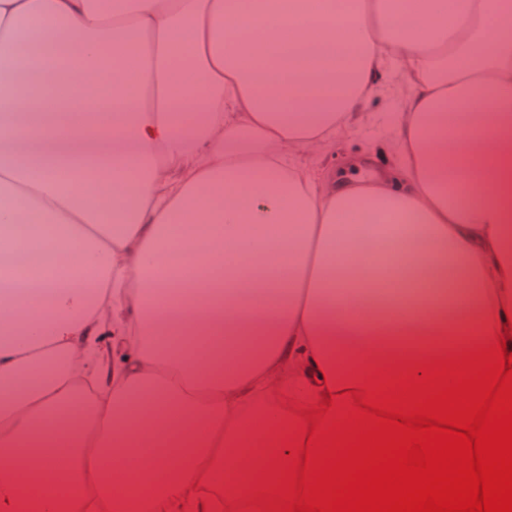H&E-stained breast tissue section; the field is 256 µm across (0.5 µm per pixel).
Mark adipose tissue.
Masks as SVG:
<instances>
[{
	"instance_id": "adipose-tissue-1",
	"label": "adipose tissue",
	"mask_w": 512,
	"mask_h": 512,
	"mask_svg": "<svg viewBox=\"0 0 512 512\" xmlns=\"http://www.w3.org/2000/svg\"><path fill=\"white\" fill-rule=\"evenodd\" d=\"M36 31L80 61L120 47L111 111L55 112L84 87L44 78ZM378 93L401 105L392 161L314 177ZM0 129V252L33 211L67 258L0 279V512H216L255 438L258 471L302 409L512 318V0H0ZM95 148L104 202L46 163ZM384 216L416 276L378 307L385 256L343 226Z\"/></svg>"
}]
</instances>
